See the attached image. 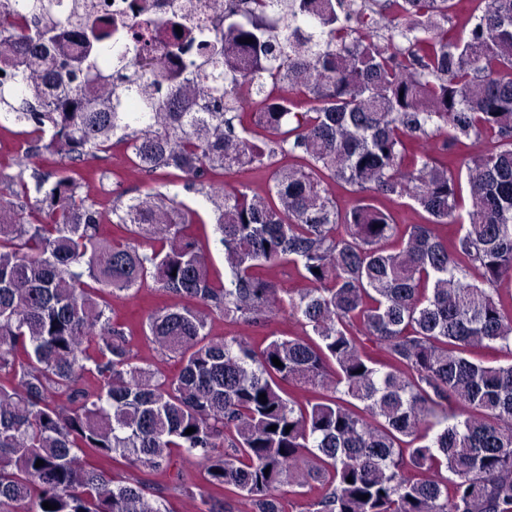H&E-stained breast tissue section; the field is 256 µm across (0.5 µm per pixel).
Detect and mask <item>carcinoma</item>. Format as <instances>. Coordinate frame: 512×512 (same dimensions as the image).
Returning <instances> with one entry per match:
<instances>
[{"instance_id":"obj_1","label":"carcinoma","mask_w":512,"mask_h":512,"mask_svg":"<svg viewBox=\"0 0 512 512\" xmlns=\"http://www.w3.org/2000/svg\"><path fill=\"white\" fill-rule=\"evenodd\" d=\"M17 5L0 61L48 68L63 93L0 81V114L50 154L81 161L115 141L151 174L182 173L213 204L227 274L211 279L188 233L197 212L178 195L108 217L77 172L14 160L0 177V512H167L138 475L112 477L118 456L176 470L170 490L198 512H232L226 490L250 512H284L285 486L313 492L306 512H512V362L483 357L512 356V292L499 289L512 277V0L466 15L465 38L452 0H387L394 23L377 0H285L284 21L265 0L228 3L205 60L170 75L162 99L121 50L96 70L112 21L45 64L54 28L29 20L54 0ZM243 80L260 111L239 104ZM263 170V194L218 179ZM337 187L370 199L342 205ZM464 191L468 223L442 238L433 227L458 223ZM394 197L427 222L395 223ZM106 220L120 235H101ZM282 262L305 287L265 275ZM150 280L175 303L141 331L178 359L173 377L137 363L136 329L112 312V297ZM284 315L305 336L209 330Z\"/></svg>"}]
</instances>
